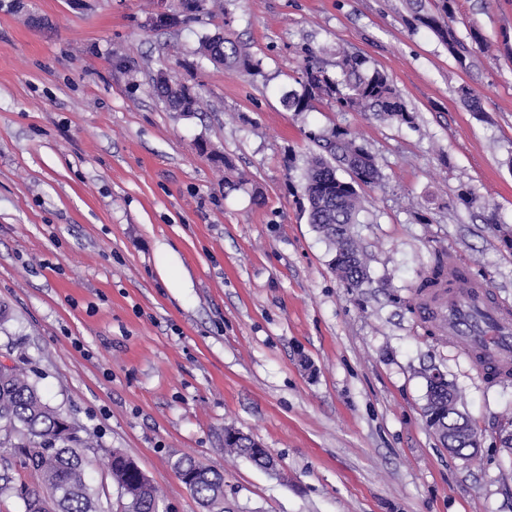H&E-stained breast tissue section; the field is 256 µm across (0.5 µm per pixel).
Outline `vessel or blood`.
<instances>
[{
	"label": "vessel or blood",
	"instance_id": "vessel-or-blood-1",
	"mask_svg": "<svg viewBox=\"0 0 512 512\" xmlns=\"http://www.w3.org/2000/svg\"><path fill=\"white\" fill-rule=\"evenodd\" d=\"M430 311L460 353L493 351L500 366L512 362V304L494 297L465 265L454 267L448 286L432 291Z\"/></svg>",
	"mask_w": 512,
	"mask_h": 512
}]
</instances>
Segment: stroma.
<instances>
[{
	"instance_id": "stroma-1",
	"label": "stroma",
	"mask_w": 512,
	"mask_h": 512,
	"mask_svg": "<svg viewBox=\"0 0 512 512\" xmlns=\"http://www.w3.org/2000/svg\"><path fill=\"white\" fill-rule=\"evenodd\" d=\"M156 8L0 0V362H24L91 437L101 512H123L116 448L159 488L158 512H203L174 473L182 456L223 472L226 512H512V378L484 381L410 310L439 252L512 303V0H456L457 34L473 24L492 44L466 72L405 0H228L165 29L147 24ZM218 33L247 44L255 74L199 57ZM311 49L385 71L414 125L326 98L285 110ZM160 70L201 111H171ZM339 126L383 174L361 189L360 289L331 270L301 191L309 133ZM487 204L500 223L482 222ZM430 365L462 394L476 460L426 424ZM231 425L277 472L225 453Z\"/></svg>"
}]
</instances>
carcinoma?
Wrapping results in <instances>:
<instances>
[{"instance_id":"obj_1","label":"carcinoma","mask_w":512,"mask_h":512,"mask_svg":"<svg viewBox=\"0 0 512 512\" xmlns=\"http://www.w3.org/2000/svg\"><path fill=\"white\" fill-rule=\"evenodd\" d=\"M455 2L434 0L431 10L424 9L423 0H408V5L413 24L433 32L457 66L467 71L475 65L478 55L488 50V43L473 26L467 36H457L451 27ZM199 54L233 72L250 74L257 67L248 47L227 37L201 41ZM333 67L336 72L331 75L318 53L309 51L297 80L302 90L284 92L283 106L290 112H308L313 109L316 96L324 93L342 112L369 113L397 124L413 123L414 116L384 71L369 66L364 57L346 52L336 55ZM179 86L176 82L155 90L171 110L197 111L199 97L185 98ZM459 93L469 111H483L482 99L470 88L463 86ZM309 139L329 154L327 158L321 154L311 156L304 169L301 189L309 223L327 241L332 253L330 267L339 279L348 288H364L371 283L369 267L350 226L360 223L364 210L359 188L380 182L381 170L374 156L346 128H336L329 138L311 132ZM445 267L446 255H435L433 266L419 287L438 286ZM425 378L428 426L450 448L472 447L477 431L459 409V390L439 379L432 368L425 371ZM0 446L19 449L27 468L38 477L36 488L12 486L8 479L0 485L1 493L10 491L23 500L25 512H43V505L49 503L52 512H99L96 495L87 480L91 461L79 452L91 447V441L79 436L78 428L44 400L37 383L18 366L0 365ZM224 447L260 468L266 466V449L238 429L224 430ZM173 469L204 512H224L223 473L190 456L178 458ZM109 471L126 499L124 512H157L159 490L133 459L114 451Z\"/></svg>"}]
</instances>
